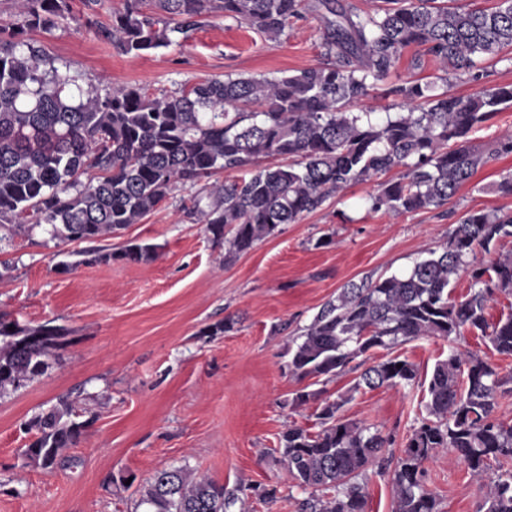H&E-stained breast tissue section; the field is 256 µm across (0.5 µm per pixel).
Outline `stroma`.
Instances as JSON below:
<instances>
[{
	"label": "stroma",
	"mask_w": 512,
	"mask_h": 512,
	"mask_svg": "<svg viewBox=\"0 0 512 512\" xmlns=\"http://www.w3.org/2000/svg\"><path fill=\"white\" fill-rule=\"evenodd\" d=\"M37 40L98 88L137 83L172 92L213 77H273L321 66L322 23L295 22L279 41L224 16L202 18L182 45L141 57L121 54L93 30L70 24ZM512 83V50L486 64L479 80L449 77L448 89L470 95ZM512 173V155L491 159L443 209L373 212L376 181L351 185L299 223L282 225L249 252L225 260L204 224L178 192L112 238L113 247L143 240L156 258L59 264L76 242L44 228L0 237V318L23 325H61L69 334L45 372L0 398V512H132L156 470L185 467L219 483L278 490V500L251 512H294L279 434L316 425L315 406L293 405L306 381L289 373L292 333L311 321L348 282L410 270L422 251L448 238L470 211L512 212L495 183ZM332 235L331 245L317 241ZM229 330L215 332L216 324ZM355 375L321 378L323 397L353 392L351 420L404 441L420 412V386L353 390ZM68 398L88 426L77 447L47 471L23 452L29 420ZM441 512H477L487 494L452 453L427 464Z\"/></svg>",
	"instance_id": "35a3bbf8"
}]
</instances>
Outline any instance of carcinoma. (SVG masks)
Returning a JSON list of instances; mask_svg holds the SVG:
<instances>
[{"mask_svg":"<svg viewBox=\"0 0 512 512\" xmlns=\"http://www.w3.org/2000/svg\"><path fill=\"white\" fill-rule=\"evenodd\" d=\"M360 15L336 0H124L102 25L83 24L122 54L140 57L178 46L198 19L224 17L277 41L307 12L324 23L323 47L335 62L268 77L209 78L154 96L141 85L83 87V74L58 63L30 34H51L77 20L73 0H21L18 19L0 26V228L46 227L53 240L88 242L139 223L177 188L197 186L220 171L231 181L200 188L191 210L225 258L251 250L283 224H297L336 192L394 168L378 184L372 211L411 213L448 204L492 156L512 154V134L484 152L470 134L512 108V84L469 96L436 92L418 80L387 83L400 56L417 47L442 71L475 80L478 63L512 49V0L491 8L451 6L448 0H383ZM396 113L378 123L353 108L380 86ZM512 214L470 211L448 240L424 251L409 272L349 283L327 301L288 347V369L300 379L358 372L351 393L324 399L318 430L290 426L278 439L296 512H366L369 471L389 477L393 512H441L427 486L425 463L451 451L490 492L479 512H512V469L489 474L491 463H512V424L495 416L512 374L469 350L450 347L430 377L398 356L373 364L368 352L392 350L419 337L450 342L466 332L487 337L512 356V313L491 324L488 304L512 295ZM494 253L474 264L476 251ZM157 246L131 242L121 251H75L65 268L122 260H153ZM470 292L451 296L460 272ZM68 330L49 323L21 326L0 319V397L29 383ZM420 384L421 418L400 452L395 436L350 420L341 410L365 386ZM61 399L29 421L34 442L26 459L44 470L80 442L86 423ZM256 487L229 486L178 467L154 472L140 492L142 512H247Z\"/></svg>","mask_w":512,"mask_h":512,"instance_id":"obj_1","label":"carcinoma"}]
</instances>
